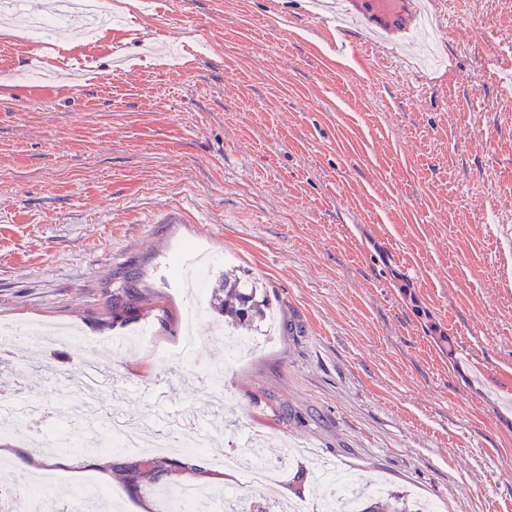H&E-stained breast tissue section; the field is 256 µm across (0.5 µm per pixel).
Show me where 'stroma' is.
I'll list each match as a JSON object with an SVG mask.
<instances>
[{
  "label": "stroma",
  "instance_id": "1",
  "mask_svg": "<svg viewBox=\"0 0 512 512\" xmlns=\"http://www.w3.org/2000/svg\"><path fill=\"white\" fill-rule=\"evenodd\" d=\"M440 2L451 24L386 52L309 0H112L96 41L75 21L38 49L0 14V325L96 340L103 405L145 424L157 378L169 410L222 421L130 479L148 452L72 416L89 350L55 338L0 366V406L39 398L73 446L0 439V491L49 471L67 512H134L187 479L241 488L215 461L254 429L293 456L267 455L261 512L327 497L313 455L443 512H512V0ZM189 246L205 287L225 270L270 300L235 360L169 272Z\"/></svg>",
  "mask_w": 512,
  "mask_h": 512
}]
</instances>
